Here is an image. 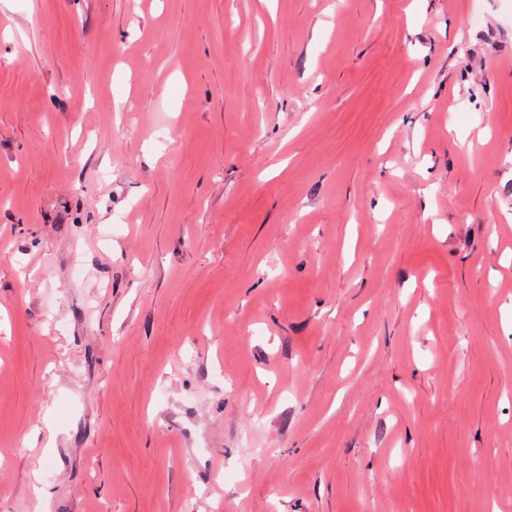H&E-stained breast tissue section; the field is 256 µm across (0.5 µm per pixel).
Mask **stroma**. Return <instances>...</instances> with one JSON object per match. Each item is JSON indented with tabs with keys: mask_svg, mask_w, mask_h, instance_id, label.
<instances>
[{
	"mask_svg": "<svg viewBox=\"0 0 512 512\" xmlns=\"http://www.w3.org/2000/svg\"><path fill=\"white\" fill-rule=\"evenodd\" d=\"M512 0H0V512H512Z\"/></svg>",
	"mask_w": 512,
	"mask_h": 512,
	"instance_id": "35a3bbf8",
	"label": "stroma"
}]
</instances>
